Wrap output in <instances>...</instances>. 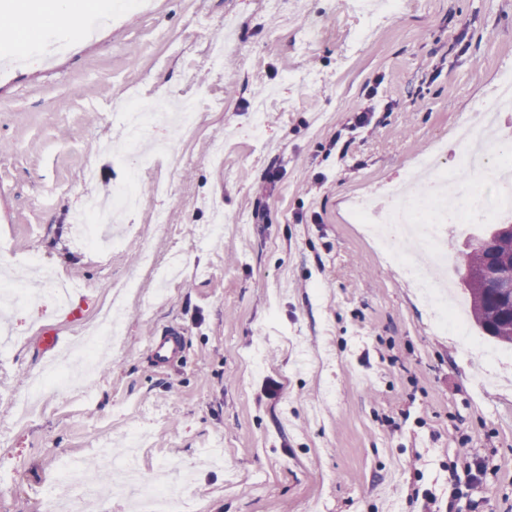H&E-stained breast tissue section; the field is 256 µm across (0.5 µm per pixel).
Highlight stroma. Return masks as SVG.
Returning a JSON list of instances; mask_svg holds the SVG:
<instances>
[{"mask_svg":"<svg viewBox=\"0 0 512 512\" xmlns=\"http://www.w3.org/2000/svg\"><path fill=\"white\" fill-rule=\"evenodd\" d=\"M346 2L285 0L276 14L262 0H148L51 63L16 61L0 36V267L40 258L90 301L81 326L58 322L49 300L0 324L13 338L0 352V512H46L38 491L62 462L97 466V441L124 442L134 426L159 479L186 473L196 512H512V381L492 377L494 341L470 328L474 349L438 330L349 209L352 196L385 195L437 139L456 167L453 127L480 123L481 100L512 69V0H414L352 55ZM230 14L229 73L208 56ZM312 24L321 34L308 44ZM372 87V120L354 128ZM270 90L254 132L253 105ZM182 93L200 105L196 128L146 135L181 165L152 155L133 170L113 150L125 135L113 113ZM274 166L276 191L258 195ZM133 173L145 188L127 218L137 235L120 249L74 245L86 193L110 196ZM158 210L173 234L154 229ZM219 219L223 235L203 238ZM146 250L182 260L164 294ZM130 277L143 288L126 305L125 341L106 349L92 386L46 390L16 423L31 377L62 362ZM172 322L188 331V360L163 374L145 349ZM48 324L51 356L39 345Z\"/></svg>","mask_w":512,"mask_h":512,"instance_id":"stroma-1","label":"stroma"}]
</instances>
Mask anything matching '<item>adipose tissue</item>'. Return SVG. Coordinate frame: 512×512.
<instances>
[{
  "label": "adipose tissue",
  "mask_w": 512,
  "mask_h": 512,
  "mask_svg": "<svg viewBox=\"0 0 512 512\" xmlns=\"http://www.w3.org/2000/svg\"><path fill=\"white\" fill-rule=\"evenodd\" d=\"M7 11L12 23L6 34L16 47L28 48L59 31L79 38L98 5L96 0H13Z\"/></svg>",
  "instance_id": "obj_1"
}]
</instances>
